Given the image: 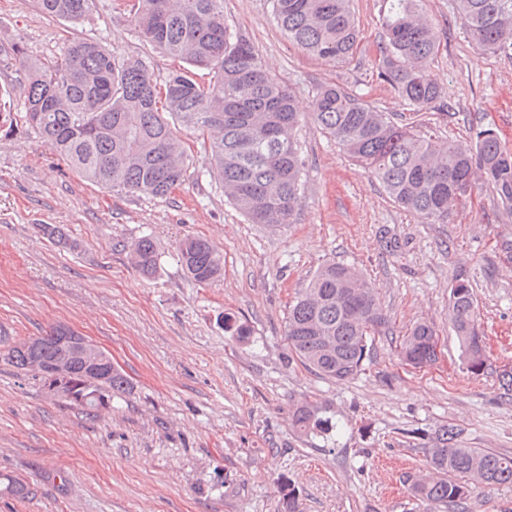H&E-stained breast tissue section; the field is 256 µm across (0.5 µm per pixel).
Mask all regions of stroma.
<instances>
[{"mask_svg": "<svg viewBox=\"0 0 512 512\" xmlns=\"http://www.w3.org/2000/svg\"><path fill=\"white\" fill-rule=\"evenodd\" d=\"M124 3L96 0L71 22L36 0H0V90L20 82L17 46L44 61L72 40H96L160 77L181 68L143 42ZM350 5L361 41L335 64L288 42L270 0H224L229 29L305 114L294 223H247L192 135L188 179L156 198L91 184L33 132L0 127V352L64 324L110 352L132 384L92 416L0 361V474L36 489L25 501L0 492V512H280L291 491L302 512H436L406 484L425 471L436 429L457 427L465 447L512 455V395L499 377L512 368V211L481 184L447 223H421L316 128L308 112L324 84L405 110L376 78L388 0ZM425 13L446 108L419 113L418 129L468 144L489 126L512 148V49L476 47L455 0H426ZM187 235L223 255L219 279L200 284L183 271L177 244ZM144 236L160 254L153 278L129 258ZM332 260L362 273L389 318L364 370L341 382L289 363L285 338L289 303ZM458 277L474 285L486 337L489 365L478 375L448 324ZM227 315L249 328L247 341L225 331ZM423 322L437 333L438 359L415 369L396 347ZM305 400L326 406L325 435L293 429L292 408ZM450 512H512V485L477 486Z\"/></svg>", "mask_w": 512, "mask_h": 512, "instance_id": "stroma-1", "label": "stroma"}]
</instances>
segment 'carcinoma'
<instances>
[{
  "label": "carcinoma",
  "instance_id": "carcinoma-1",
  "mask_svg": "<svg viewBox=\"0 0 512 512\" xmlns=\"http://www.w3.org/2000/svg\"><path fill=\"white\" fill-rule=\"evenodd\" d=\"M96 0H37L52 18L78 21ZM425 0H390L385 40L378 46V76L418 113L444 109L428 67L439 49L424 15ZM471 40L482 48L512 49V0H456ZM278 26L303 51L336 63L347 61L359 29L350 0H271ZM128 13L144 41L185 66L158 81L145 60L115 54L100 42L74 40L51 64L15 50L23 83V111L3 107L8 128L33 131L85 180L131 195L164 197L188 178L181 133L190 131L210 155L212 174L233 206L251 224L292 223L300 206L304 161L295 132L301 113L293 96L263 67L253 45L224 24V0H134ZM320 130L357 165L375 176L388 195L424 224H445L470 197L477 181L512 209V150L491 128H479L471 145L443 142L414 122L379 110L338 84L321 86L312 101ZM131 262L152 278L159 270L154 241L130 245ZM178 258L200 284L221 276L224 257L208 240L186 236ZM448 320L467 369L487 367L486 343L471 282L456 278L448 295ZM389 320L374 289L353 268L329 261L310 277L288 306V359L318 375L346 381L370 357ZM51 328L21 353L0 360L44 381L42 365L57 350ZM397 356L421 369L437 359L434 328L420 323L401 337ZM130 389L116 366L95 372L81 358L68 367L66 391L89 396L82 408H110L112 395ZM322 407L295 405L292 425L301 435L323 432ZM462 430L443 426L427 449L429 473L408 478L411 493L445 507L466 499L481 483L512 484V456L466 448ZM0 485L17 498L34 495L19 477Z\"/></svg>",
  "mask_w": 512,
  "mask_h": 512
}]
</instances>
